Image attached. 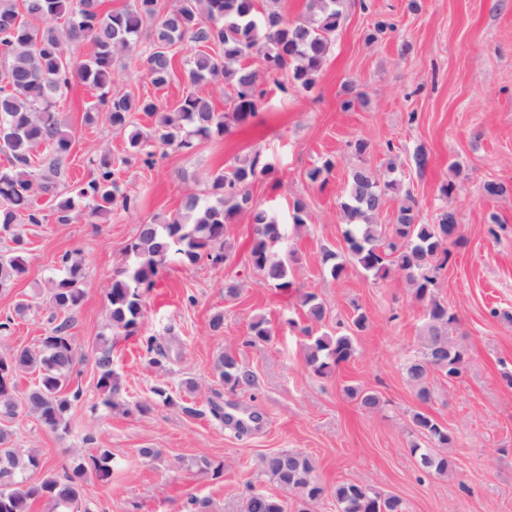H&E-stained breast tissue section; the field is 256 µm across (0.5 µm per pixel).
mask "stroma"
Returning <instances> with one entry per match:
<instances>
[{"instance_id": "obj_1", "label": "stroma", "mask_w": 512, "mask_h": 512, "mask_svg": "<svg viewBox=\"0 0 512 512\" xmlns=\"http://www.w3.org/2000/svg\"><path fill=\"white\" fill-rule=\"evenodd\" d=\"M409 2L368 0L364 10L359 0H343L344 20L311 90L284 93L265 79L264 103L247 123L231 125L223 137L191 151H167L151 168L127 161L126 132L102 118L86 122L100 89L77 81L59 99L57 110L72 138L66 184L88 179L89 156L108 151L137 204L95 224H60L53 202L39 198L43 222L21 227L27 272L0 291V315L31 300L7 346L39 349L49 328L45 283L57 275L64 252L81 251L84 298L70 315V334L86 358L72 382L83 397L69 413L70 432L57 435L25 415L10 429L15 447L37 450L55 469L71 463L70 449L85 447L87 437L111 449V478H93L86 486L92 512H183L190 493L207 499L209 512H239L251 487L298 512V498L259 466L261 455L288 449L308 454L326 486L349 482L392 493L403 499L406 512H512V324L491 314L495 308L512 311V194L489 198L482 192L489 180L512 184V0H417L414 10ZM380 19L392 24V32L367 41L366 31ZM194 52L189 43L175 48L176 75L162 88L146 77L137 51L126 52L112 89L175 108L189 89L183 65ZM347 84L365 94L349 110L341 106ZM358 138L371 144L362 159L350 148ZM420 146L428 153L422 173L411 162ZM257 151L272 170L250 193L280 226L278 255L295 257L289 268L293 290L274 287L253 269L252 225L241 214L225 227L230 256L223 265L171 260L144 295L137 335L114 329L106 293L139 224L175 215L187 194L206 195L212 174ZM328 158L336 166L326 183L311 182L309 169ZM391 160L400 165L425 221L433 220L441 203L440 185L457 183L447 202L458 212L463 242L452 250L437 296L457 317L448 335L466 345L468 364L452 381L432 372L425 403L404 370L407 359L423 349L427 332L422 306L402 272L393 268L376 278L351 265L335 279L321 263L323 250L347 252L339 202L350 170L364 162L382 173ZM454 162L462 166L460 175L450 169ZM299 198L307 204L308 220L298 227L292 204ZM228 282L237 284L236 296H225ZM301 290L324 303L330 333L344 332L354 308L369 320L355 356L328 379L314 376L305 364L301 329L308 321L297 300ZM218 312L224 328L215 333L209 322ZM258 317L268 321L273 336L252 345L250 324ZM159 334L168 338L169 357L156 368L141 340ZM99 335L114 341L112 367L128 409L98 405L89 352ZM225 353L253 372L252 386L232 390L220 381L214 364ZM189 379L196 384L191 392L184 387ZM160 384L174 406L158 403L153 389ZM349 386L376 391L385 407H360L347 396ZM140 403L149 404V412H138ZM215 403L257 415L258 427L235 433L213 417ZM416 410L454 433L448 450L457 462L452 473L420 472L408 450ZM142 448L161 449V459L140 457ZM205 459L223 463V475L206 474Z\"/></svg>"}]
</instances>
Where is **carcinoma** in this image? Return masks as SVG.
<instances>
[{
    "label": "carcinoma",
    "instance_id": "1",
    "mask_svg": "<svg viewBox=\"0 0 512 512\" xmlns=\"http://www.w3.org/2000/svg\"><path fill=\"white\" fill-rule=\"evenodd\" d=\"M340 5L341 0H308L309 16L290 21L275 9L258 13L256 0H176L175 6L164 12L159 0H133L131 7L107 13L101 9V0H0V153L9 162V167L0 170V234L10 236L15 244L0 254V290L10 288L27 272L20 256L25 240L15 226L43 222L36 195L55 201L60 224L84 216L107 218L116 210L134 206V197L119 182L112 155L105 152L90 159V176L73 194L61 190L71 137L55 110L56 98L75 80L105 90L87 113V121L105 111L110 126L128 131L130 155L151 167L154 148L190 151L196 142L222 137L231 124L245 123L255 115L266 91L257 71L247 63L254 55L260 58L264 72L286 75L296 89H311L343 20ZM147 25L152 29L151 38L141 55L145 74L157 88L173 79L171 48L175 44L188 40L200 47L187 63L186 75L194 89L183 95L172 111L157 99L134 100L108 93L116 55L130 50ZM82 41L90 42L94 53L89 61L76 66L66 56L65 45ZM218 77L234 88L229 112L216 111L205 91ZM132 112L155 118L154 128L149 132L128 130ZM270 171L256 152L214 174L208 198L189 195L174 216L139 225L126 246L125 263L107 293L112 326L127 336L138 332L144 291L153 286L170 256L191 264L203 258L214 265L224 263L228 257L225 225L242 213L249 215L253 226V268L277 287L290 288L288 263L273 251L281 239L279 225L250 193V186ZM390 199L398 200L399 205L395 223L383 232L377 218ZM340 207L348 254L326 250L322 263L334 279L342 277L349 264L375 278L385 277L393 266L405 273L415 300L423 305L429 336L425 348L407 360L405 373L417 388L418 399L427 402L431 394L426 380L431 372L454 380L468 362L466 346L448 339V325L456 317L436 297L440 271L448 265L451 247L461 241L459 216L455 209L442 206L431 223H423L414 198L403 189L402 171L392 162L385 175L364 164L352 169ZM60 266L63 275L49 280L47 288L56 324L42 337L40 349L17 348L0 354V512H31L38 501L51 506V512H70L84 500L90 477L108 479L112 474V451L98 448L84 462L65 466L60 472L50 468L41 479L29 481L26 473L41 467V459L34 449L15 447L8 428V423L24 414L46 429L66 435L70 432L68 413L81 398L80 390H67L84 359L69 333L67 314L83 299V259L79 252L68 251L60 256ZM299 302L311 321L324 323L326 308L316 294L304 292ZM30 308L22 300L13 314L0 319V340L12 334L16 319L27 315ZM368 327V317L358 312L345 334L301 329L309 370L319 378L331 377L339 364L355 356V338ZM250 331L252 344L265 343L272 336L263 317L251 323ZM146 352L149 362L158 367L168 358L155 336L146 338ZM91 356L100 404L108 409L121 406L122 386L112 369V338L96 337ZM216 370L233 389L253 384L252 371L231 354L219 357ZM31 372L37 374V382L18 392V376ZM346 392L365 409L384 405L373 390L349 387ZM410 423L409 452L419 469L439 476L453 472L456 463L448 448L455 437L448 427L420 411L411 414ZM259 464L270 481L298 497L302 503L299 512H311L328 494L336 512H405L403 500L394 494L354 483L328 489L315 478L312 458L298 450L265 454ZM241 512H288V503L253 490L242 500Z\"/></svg>",
    "mask_w": 512,
    "mask_h": 512
}]
</instances>
